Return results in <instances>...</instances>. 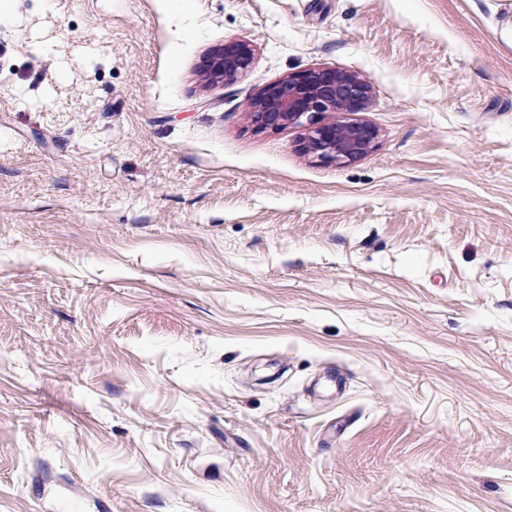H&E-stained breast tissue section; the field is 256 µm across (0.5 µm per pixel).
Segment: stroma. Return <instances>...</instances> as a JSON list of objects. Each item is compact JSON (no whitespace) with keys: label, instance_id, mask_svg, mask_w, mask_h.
Here are the masks:
<instances>
[{"label":"stroma","instance_id":"stroma-1","mask_svg":"<svg viewBox=\"0 0 512 512\" xmlns=\"http://www.w3.org/2000/svg\"><path fill=\"white\" fill-rule=\"evenodd\" d=\"M0 512H512L506 0H0ZM255 61V50L245 40L235 39L211 49L203 59L209 83H232L246 74ZM369 85L357 74L336 68H310L269 85L251 103L249 117L257 131H277L309 121L303 150L322 162L344 164L372 152L378 131L358 120L319 124L325 112H355L369 97Z\"/></svg>","mask_w":512,"mask_h":512}]
</instances>
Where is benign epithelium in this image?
<instances>
[{"label": "benign epithelium", "mask_w": 512, "mask_h": 512, "mask_svg": "<svg viewBox=\"0 0 512 512\" xmlns=\"http://www.w3.org/2000/svg\"><path fill=\"white\" fill-rule=\"evenodd\" d=\"M255 61L252 45L228 40L211 49L203 59L210 83H232L246 74ZM369 97V85L357 74L336 68H310L291 73L269 85L251 103L249 117L257 131H277L309 121L303 150L326 163L344 164L372 152L378 131L358 120L320 124L325 112H355Z\"/></svg>", "instance_id": "1"}]
</instances>
